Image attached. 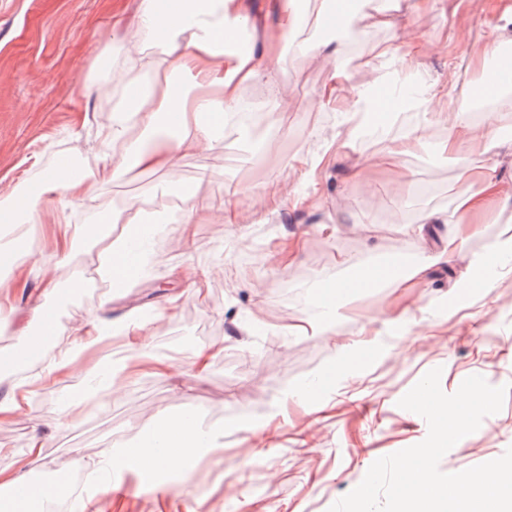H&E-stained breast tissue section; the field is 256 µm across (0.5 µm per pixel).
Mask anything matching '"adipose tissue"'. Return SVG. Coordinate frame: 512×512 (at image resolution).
<instances>
[{
	"label": "adipose tissue",
	"mask_w": 512,
	"mask_h": 512,
	"mask_svg": "<svg viewBox=\"0 0 512 512\" xmlns=\"http://www.w3.org/2000/svg\"><path fill=\"white\" fill-rule=\"evenodd\" d=\"M176 3L170 15L162 16L156 10L155 0H142L141 30L154 41L166 38L170 45L163 55L157 56L147 53L141 40H134L130 65L121 72L120 79L132 86L147 72L185 73L193 79L196 93L177 97L171 93L168 83L158 81L151 94L123 98L105 127L103 139L104 144L120 145V164L110 169L98 166L76 177L49 176L44 192L60 189L72 200L83 203L90 199L91 181L120 177L130 166L150 171L168 169L199 143L223 139L224 119L237 112L250 86L262 82L272 92L282 93L276 44H268L265 53L257 55L237 51L224 40L228 29L243 23L241 0H176ZM314 51L329 66V78L316 95L317 105L338 102L350 114L364 111L365 91L352 96L346 93L350 75L335 43L318 42ZM162 113L173 120V130L157 128V117ZM211 115L216 116V123H208ZM497 166V158H489L473 181L458 190L451 211L430 209L422 213L416 228L420 240H427L437 227L448 231L449 244L441 250V257L452 254L453 242L465 241L470 233L476 232L478 223L488 213L512 205V190L505 189L497 175ZM126 331L130 356L106 384L92 388V395L109 396L147 370L163 377L179 374V367L168 357L150 351L146 324H129ZM111 338V325L100 320L87 322L72 336L69 346L54 358L53 373H71L86 351ZM200 446V432L193 420H170L162 416L155 431L143 436L136 446L103 449L101 461L122 468L135 463L167 470L181 466ZM98 462L88 461L87 466L96 468Z\"/></svg>",
	"instance_id": "1"
}]
</instances>
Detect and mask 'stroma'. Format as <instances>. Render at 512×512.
<instances>
[{"label":"stroma","mask_w":512,"mask_h":512,"mask_svg":"<svg viewBox=\"0 0 512 512\" xmlns=\"http://www.w3.org/2000/svg\"><path fill=\"white\" fill-rule=\"evenodd\" d=\"M243 2L253 48L271 41L285 47L279 75L287 96L272 100L261 83L249 90L278 136L265 139L258 152L236 133L218 144L200 143L171 169H131L95 181L92 202L77 208L64 192L42 195V223L22 231L28 241L22 284L0 282V303L10 317L0 325V341L17 338L18 327L47 303H55L57 316L53 345L23 375L0 368V401L21 382L46 377L21 414L0 423V470L14 469L40 436L41 457L26 473L33 483L110 445L135 442L158 415L177 418L189 408L215 437L213 447L176 473L131 466L114 470L109 486L94 482L78 502L95 501L98 512H328L374 461L426 438V421L397 405L426 372L441 368L448 394L472 375L495 387L512 384V242L503 235L512 226V207L491 212L445 263H433L435 246H424L414 233L422 210L451 208L466 167L500 154L502 180L512 185V151L499 117L478 119L481 133L464 147L461 163L440 149L449 124L438 116L483 80L485 34L501 25L512 39V22L502 19L512 0L484 7L446 0V10L426 15L413 13L414 0H398L399 28L432 44L420 78L433 97L416 108L410 125L382 115L385 137L366 146L349 136L346 113L316 109L329 68L309 51L305 36L307 28H329L332 10L348 15L347 0H306V22L290 35L281 33L269 0ZM140 3L0 0V201L33 190L62 155L82 169L118 163V156H104L100 129L121 94L104 89L137 32ZM395 42L394 31L372 28L356 43H342L349 91L395 94V67L385 54ZM423 124L430 136L417 152L387 155L390 140ZM228 189L240 199L234 224L219 220ZM304 192L311 206L292 210ZM134 198L143 213L112 225L113 236L130 237L131 226L182 202L194 221L151 243V270L115 288L98 273L101 246L87 228ZM291 233L300 238V256L276 265L271 253ZM65 234L74 247L63 261L55 242ZM393 256L401 265L430 269L422 280L391 288L322 290L326 282L360 281L366 266ZM79 267L93 289L73 294ZM463 278L473 288L462 299L455 284ZM287 287L328 305L327 332L288 334V327L305 323L309 302H284ZM132 317L147 318L150 347L182 368L198 350L224 352L202 376L172 380L146 372L112 397H89L86 382L75 376L47 377L59 344L86 321ZM317 383L323 393L310 394ZM511 447L512 393L439 468L459 472Z\"/></svg>","instance_id":"35a3bbf8"}]
</instances>
